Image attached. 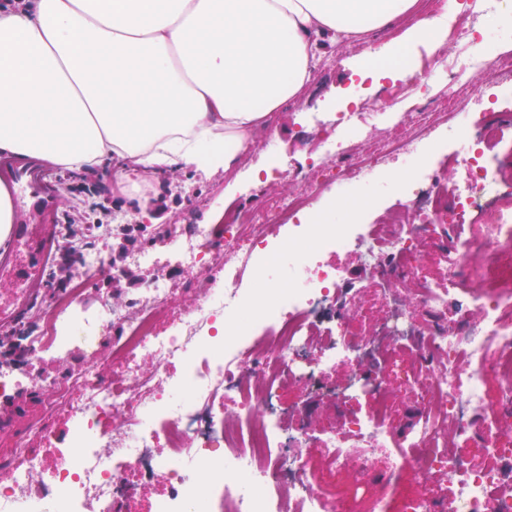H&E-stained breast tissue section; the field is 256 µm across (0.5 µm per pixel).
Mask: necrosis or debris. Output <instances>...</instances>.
<instances>
[{"mask_svg":"<svg viewBox=\"0 0 512 512\" xmlns=\"http://www.w3.org/2000/svg\"><path fill=\"white\" fill-rule=\"evenodd\" d=\"M497 3L473 0L455 25L459 51L442 60L452 84L470 87L476 71L490 79L512 75L511 58L471 52L478 18ZM440 124L459 145L452 157L462 170L458 183L422 168L404 217L331 230L300 223L313 201L374 182L388 160L416 161ZM501 135L486 113L469 112L450 97L442 111L407 113L401 127L374 145L347 150L299 192L268 204L257 222L225 225L223 261L215 260L201 224L171 229L165 255L129 253L132 266L163 262L195 270L194 304L167 328L160 318L178 293L170 280L145 282L135 304L105 306L74 330L62 324L79 304L74 290L43 321L21 326L26 346L45 354L63 351L76 332L87 342L110 326L119 332L112 338L111 379L88 365L75 375L74 389H60L49 404L65 408L74 422L52 472H45L30 438L0 456V469L9 474L0 485V512H123L154 482L166 488L155 512H330L309 449H323L342 490L356 496L382 479L375 461L391 447L393 468L424 479L448 476L443 496L409 498L403 512H512V436L502 430L512 420V184L487 162ZM286 225L296 233L276 286L239 288L245 273L266 275L256 256ZM463 225L471 237L457 234ZM114 232L96 224L79 236L64 224L60 245L92 271ZM430 246L448 277L432 278L421 268L417 257ZM334 250L355 253L369 271L378 314L335 304L348 272L323 261V252ZM475 251L486 258L481 286L457 292L454 283L469 273ZM405 277L417 285L416 305L453 314L455 327L423 330L391 285ZM228 320L262 333L221 335L218 326ZM341 366L344 380L323 391L346 412L341 429L321 431L307 421L285 426L281 392L322 386ZM400 366L406 392L421 406L419 421L402 438L392 427L388 385ZM360 400L365 414H348ZM106 420L111 430L103 429ZM476 448L497 467H475Z\"/></svg>","mask_w":512,"mask_h":512,"instance_id":"necrosis-or-debris-1","label":"necrosis or debris"}]
</instances>
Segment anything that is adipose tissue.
Wrapping results in <instances>:
<instances>
[{
	"label": "adipose tissue",
	"mask_w": 512,
	"mask_h": 512,
	"mask_svg": "<svg viewBox=\"0 0 512 512\" xmlns=\"http://www.w3.org/2000/svg\"><path fill=\"white\" fill-rule=\"evenodd\" d=\"M460 9L418 0H24L0 11V154L89 172L119 156L132 177L228 170L275 112L300 99L323 40L402 27L358 72L412 76L407 47Z\"/></svg>",
	"instance_id": "obj_1"
}]
</instances>
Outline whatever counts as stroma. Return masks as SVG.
Returning <instances> with one entry per match:
<instances>
[{
  "label": "stroma",
  "instance_id": "stroma-1",
  "mask_svg": "<svg viewBox=\"0 0 512 512\" xmlns=\"http://www.w3.org/2000/svg\"><path fill=\"white\" fill-rule=\"evenodd\" d=\"M360 50L349 45L327 47L316 69L303 100L284 103L273 119L272 131H260L254 136V145L246 163L229 172L212 174L194 170L173 169L150 182L151 189L160 190L155 209L158 219L143 216L128 198L115 187L116 163H109L94 173H75L61 168L43 170L45 182L57 191L59 224H108L119 220L122 225L137 226L136 246L153 251L164 250L169 230L177 224L192 221L207 225L215 245L216 257L224 255V226L237 215H246L264 207L271 199L294 194L303 174H310L320 163L317 150L321 122L335 118L345 106L338 96L340 87L347 85L352 67L356 66ZM271 165L272 177L256 183L251 177L254 169ZM403 160L394 158L385 163L382 182L374 189L380 199L377 208L363 207L361 200L366 184L349 186L347 198L359 206L357 221L361 224H382L400 206L401 196L385 182L386 175L405 169ZM114 247H106L101 266L92 272L84 271L77 256H70L68 287L79 288L83 302L89 309L100 305H124L136 298L138 290L126 281L117 279L115 272L123 266ZM113 328L101 330L95 350L83 345L71 347L57 357H31L34 372L43 373L46 380L65 384L73 374L87 364H97L103 378H110V354ZM51 391L20 389L14 394L13 405L6 412L8 426H0V455L13 448L16 440L29 437L32 425L45 423L59 436H67L71 421L65 410L45 412L46 403L54 399ZM284 409L292 410L288 426H295L299 416L310 418L318 427L339 426L340 417L332 403L305 389H291L281 396ZM447 482L446 475L438 474L423 483L414 471L406 470L387 484L373 486L367 499L352 503L348 512H373L376 501H383L388 512H400L403 499L414 493L437 494Z\"/></svg>",
  "mask_w": 512,
  "mask_h": 512
}]
</instances>
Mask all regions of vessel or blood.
Returning <instances> with one entry per match:
<instances>
[{
    "mask_svg": "<svg viewBox=\"0 0 512 512\" xmlns=\"http://www.w3.org/2000/svg\"><path fill=\"white\" fill-rule=\"evenodd\" d=\"M13 178L21 187L23 207L47 215L57 209L58 200L41 182L38 174L29 169H17ZM58 239L53 224L13 225L9 236L10 248L0 254V279L10 282L15 290L7 301L0 302V323H11L17 312L24 309L36 288L43 282L47 259Z\"/></svg>",
    "mask_w": 512,
    "mask_h": 512,
    "instance_id": "vessel-or-blood-1",
    "label": "vessel or blood"
}]
</instances>
